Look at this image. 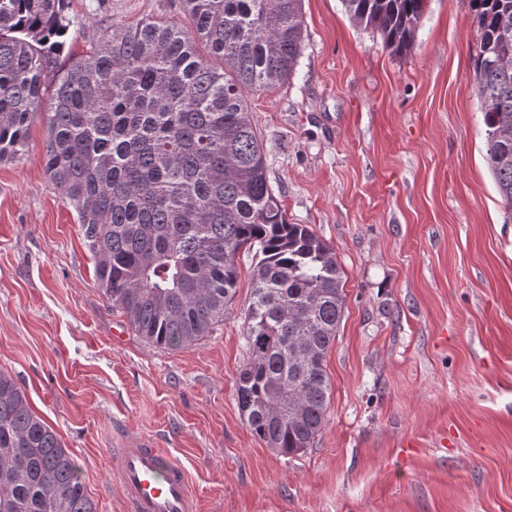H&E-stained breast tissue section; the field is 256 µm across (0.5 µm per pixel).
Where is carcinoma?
Wrapping results in <instances>:
<instances>
[{
	"label": "carcinoma",
	"mask_w": 512,
	"mask_h": 512,
	"mask_svg": "<svg viewBox=\"0 0 512 512\" xmlns=\"http://www.w3.org/2000/svg\"><path fill=\"white\" fill-rule=\"evenodd\" d=\"M344 2L400 53L425 0ZM471 3L487 162L512 209V0ZM66 8L0 0V160L21 156L45 116V173L76 212L112 307L154 346L208 335L236 293L237 254H253L237 402L268 447L306 450L330 402L325 360L344 313L343 270L310 225L288 222L243 96L293 74L302 0H182V22L114 23L50 90ZM0 512H96L76 460L2 370Z\"/></svg>",
	"instance_id": "carcinoma-1"
}]
</instances>
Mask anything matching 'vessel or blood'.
I'll list each match as a JSON object with an SVG mask.
<instances>
[{
	"mask_svg": "<svg viewBox=\"0 0 512 512\" xmlns=\"http://www.w3.org/2000/svg\"><path fill=\"white\" fill-rule=\"evenodd\" d=\"M114 474L126 512H200L184 464L147 439H129L113 450Z\"/></svg>",
	"mask_w": 512,
	"mask_h": 512,
	"instance_id": "1",
	"label": "vessel or blood"
}]
</instances>
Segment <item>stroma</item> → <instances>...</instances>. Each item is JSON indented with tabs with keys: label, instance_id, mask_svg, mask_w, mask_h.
Wrapping results in <instances>:
<instances>
[{
	"label": "stroma",
	"instance_id": "stroma-1",
	"mask_svg": "<svg viewBox=\"0 0 512 512\" xmlns=\"http://www.w3.org/2000/svg\"><path fill=\"white\" fill-rule=\"evenodd\" d=\"M302 13L294 73L244 99L289 222L344 271L312 447L280 454L238 406L251 254L208 336L147 343L96 280L40 120L25 156L0 161V370L73 454L97 512H125L119 437L170 449L203 512H512V223L485 160L470 0H427L400 54L343 0ZM66 15L58 68L111 23L182 18L180 0H68Z\"/></svg>",
	"mask_w": 512,
	"mask_h": 512
}]
</instances>
